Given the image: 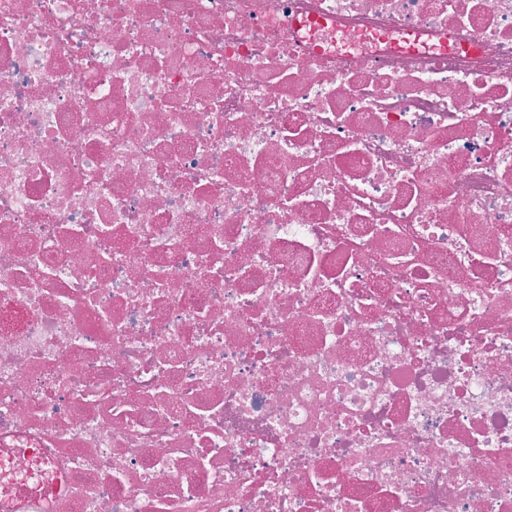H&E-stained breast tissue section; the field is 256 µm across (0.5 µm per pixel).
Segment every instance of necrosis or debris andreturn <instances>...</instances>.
I'll return each mask as SVG.
<instances>
[{
	"instance_id": "4bbe7bcc",
	"label": "necrosis or debris",
	"mask_w": 512,
	"mask_h": 512,
	"mask_svg": "<svg viewBox=\"0 0 512 512\" xmlns=\"http://www.w3.org/2000/svg\"><path fill=\"white\" fill-rule=\"evenodd\" d=\"M512 512V0H0V512Z\"/></svg>"
}]
</instances>
